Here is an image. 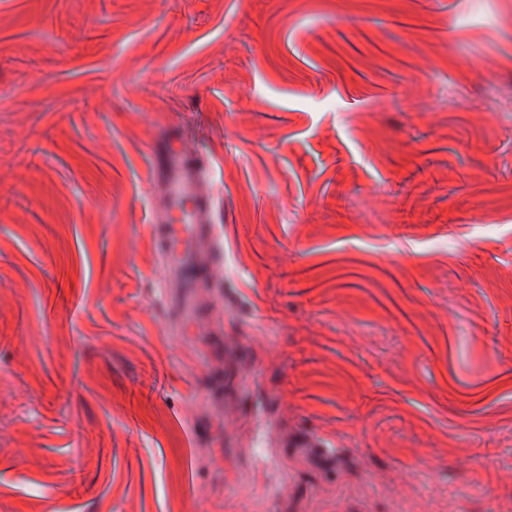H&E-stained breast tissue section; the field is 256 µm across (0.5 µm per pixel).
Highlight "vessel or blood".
I'll use <instances>...</instances> for the list:
<instances>
[{
  "label": "vessel or blood",
  "instance_id": "b4317fda",
  "mask_svg": "<svg viewBox=\"0 0 512 512\" xmlns=\"http://www.w3.org/2000/svg\"><path fill=\"white\" fill-rule=\"evenodd\" d=\"M210 167L202 154L183 151L178 134L170 131L160 138L151 162V183L163 197L168 216L150 230L181 290L176 302L179 319L190 331L202 322L194 302L195 291L214 278L223 260V250L217 246L212 247L209 259L200 256L203 241L214 236L213 199L201 190L202 176Z\"/></svg>",
  "mask_w": 512,
  "mask_h": 512
}]
</instances>
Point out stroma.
I'll return each mask as SVG.
<instances>
[{
  "instance_id": "35a3bbf8",
  "label": "stroma",
  "mask_w": 512,
  "mask_h": 512,
  "mask_svg": "<svg viewBox=\"0 0 512 512\" xmlns=\"http://www.w3.org/2000/svg\"><path fill=\"white\" fill-rule=\"evenodd\" d=\"M505 4L0 0V512H512ZM178 143L177 133L164 132L151 162V184L163 197L170 219L151 224L150 230L169 274L182 289L176 301L179 320L188 331H194L202 322L194 302L196 288L215 277L223 250L212 247L209 262L200 256L202 242L214 238L208 225L213 198L201 191L202 175L211 163L202 154L183 151Z\"/></svg>"
}]
</instances>
